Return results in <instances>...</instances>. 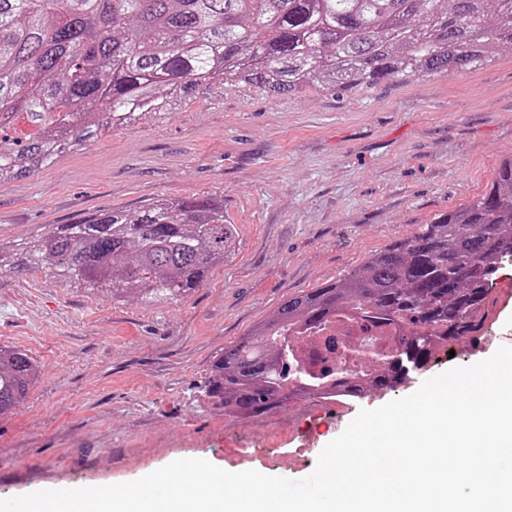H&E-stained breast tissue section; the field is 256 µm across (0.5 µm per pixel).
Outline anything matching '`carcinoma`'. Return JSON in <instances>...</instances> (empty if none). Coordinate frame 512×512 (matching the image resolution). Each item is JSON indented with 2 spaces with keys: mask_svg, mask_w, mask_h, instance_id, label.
Listing matches in <instances>:
<instances>
[{
  "mask_svg": "<svg viewBox=\"0 0 512 512\" xmlns=\"http://www.w3.org/2000/svg\"><path fill=\"white\" fill-rule=\"evenodd\" d=\"M512 52V0H0V183L29 177L73 143L177 111L204 83L232 80L292 96L352 91L489 66ZM31 132L9 134L16 121ZM224 199L167 197L47 224L0 242V274L44 270L66 287L146 305L186 298L234 249ZM512 260V158L468 204L369 255L334 282L283 303L211 362L206 395L250 417L320 389H288L282 335L345 309L404 329L394 359L342 394L392 390L438 348L480 328V311ZM41 368L0 346V414L24 400Z\"/></svg>",
  "mask_w": 512,
  "mask_h": 512,
  "instance_id": "obj_1",
  "label": "carcinoma"
}]
</instances>
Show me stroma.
<instances>
[{"mask_svg":"<svg viewBox=\"0 0 512 512\" xmlns=\"http://www.w3.org/2000/svg\"><path fill=\"white\" fill-rule=\"evenodd\" d=\"M512 157V54L433 81L275 97L213 80L180 110L65 151L0 184V239L162 197L214 196L235 225L233 253L177 303L65 288L43 271L0 274V345L41 367L0 415V497L56 485L139 479L201 458L237 472L302 479L358 411L512 347V264L485 305L478 339L438 351L393 390L302 399L238 418L207 398L213 357L288 297L342 278L369 254L484 193Z\"/></svg>","mask_w":512,"mask_h":512,"instance_id":"stroma-1","label":"stroma"}]
</instances>
